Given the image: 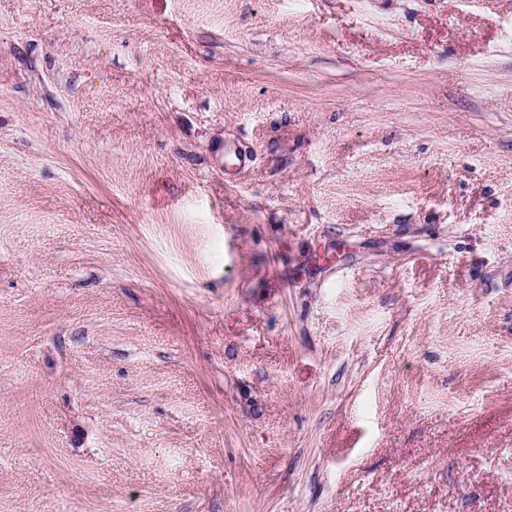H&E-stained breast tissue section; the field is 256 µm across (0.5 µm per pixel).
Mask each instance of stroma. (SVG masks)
<instances>
[{
    "label": "stroma",
    "instance_id": "35a3bbf8",
    "mask_svg": "<svg viewBox=\"0 0 512 512\" xmlns=\"http://www.w3.org/2000/svg\"><path fill=\"white\" fill-rule=\"evenodd\" d=\"M0 512H512V0H0Z\"/></svg>",
    "mask_w": 512,
    "mask_h": 512
}]
</instances>
